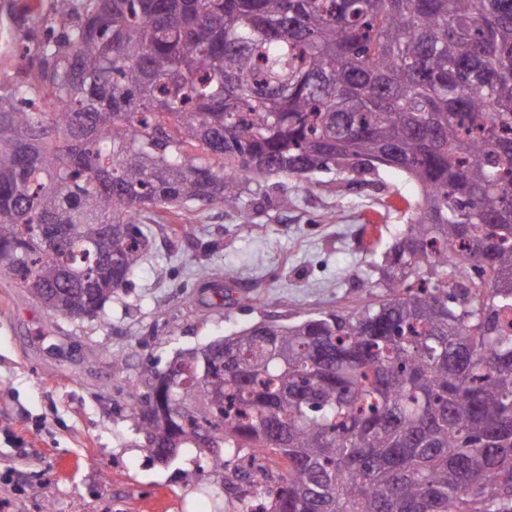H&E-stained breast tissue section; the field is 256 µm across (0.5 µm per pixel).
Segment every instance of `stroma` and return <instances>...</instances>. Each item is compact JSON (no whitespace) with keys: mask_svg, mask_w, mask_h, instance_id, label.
I'll use <instances>...</instances> for the list:
<instances>
[{"mask_svg":"<svg viewBox=\"0 0 512 512\" xmlns=\"http://www.w3.org/2000/svg\"><path fill=\"white\" fill-rule=\"evenodd\" d=\"M348 185L332 171L248 197L233 209L191 206L151 225L125 290L95 318L59 316L0 271V512H224V472L187 456L163 463L132 404L142 375L176 351L259 322L288 323L368 300L362 281L392 242L383 204L414 187Z\"/></svg>","mask_w":512,"mask_h":512,"instance_id":"stroma-1","label":"stroma"}]
</instances>
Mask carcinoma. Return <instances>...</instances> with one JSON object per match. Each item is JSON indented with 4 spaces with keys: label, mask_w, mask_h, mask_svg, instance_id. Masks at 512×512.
<instances>
[{
    "label": "carcinoma",
    "mask_w": 512,
    "mask_h": 512,
    "mask_svg": "<svg viewBox=\"0 0 512 512\" xmlns=\"http://www.w3.org/2000/svg\"><path fill=\"white\" fill-rule=\"evenodd\" d=\"M0 86V269L96 317L160 213L321 170L417 189L349 313L179 351L132 413L234 512H512V0H53ZM89 274L86 287L83 274ZM175 383L169 387L168 381ZM194 408L170 404L160 389Z\"/></svg>",
    "instance_id": "1"
}]
</instances>
